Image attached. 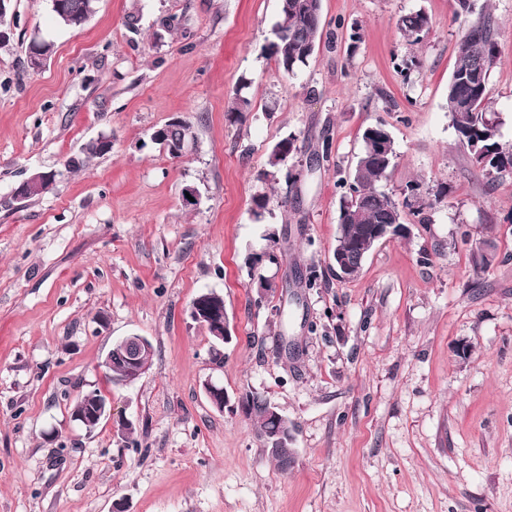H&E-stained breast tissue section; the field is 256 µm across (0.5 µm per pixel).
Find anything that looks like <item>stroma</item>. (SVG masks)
<instances>
[{
  "instance_id": "35a3bbf8",
  "label": "stroma",
  "mask_w": 512,
  "mask_h": 512,
  "mask_svg": "<svg viewBox=\"0 0 512 512\" xmlns=\"http://www.w3.org/2000/svg\"><path fill=\"white\" fill-rule=\"evenodd\" d=\"M12 7L20 22L0 48V512H512V173L478 175L451 126L448 78L469 22L454 0H322L321 42L291 78L269 58L278 0H99L77 30L56 25L49 0ZM418 10L430 32L411 45L396 22ZM475 10L498 24L489 95L512 142V0ZM36 29L55 52L35 73L23 59ZM242 84L253 110L232 125ZM175 118L198 135L180 159L151 140ZM378 120L397 153L382 190L400 201L419 183L425 207L409 238L343 280L329 263L337 182L359 128ZM101 135L111 152L68 168ZM290 135L301 182L260 180ZM36 171L55 173L53 189L13 201ZM188 186L201 194L191 208ZM486 245L502 260L483 271L472 252ZM256 254L275 287L262 301ZM204 291L223 295L231 322L220 365L188 315ZM131 333L156 356L115 386L102 361ZM209 379L229 395L224 410ZM93 389L112 418L88 433L70 410ZM249 391L288 419V470L238 407Z\"/></svg>"
}]
</instances>
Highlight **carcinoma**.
Returning <instances> with one entry per match:
<instances>
[{
	"label": "carcinoma",
	"mask_w": 512,
	"mask_h": 512,
	"mask_svg": "<svg viewBox=\"0 0 512 512\" xmlns=\"http://www.w3.org/2000/svg\"><path fill=\"white\" fill-rule=\"evenodd\" d=\"M99 0H65V10H51L57 25L77 29L85 25L96 13ZM398 28L411 45L421 43L430 31L429 17L421 12L400 16ZM322 35V14L308 7V0H279L278 21L273 28L270 57L285 75H295L308 64ZM497 25L492 16L483 13L468 24L460 39L453 70L448 78V114L455 135L468 136L475 150L467 151L472 164L485 176L512 172V143L502 138L500 120L490 101L488 80L497 59ZM481 79H476V76ZM252 109L250 98L238 88L230 101L226 116L231 123L241 122ZM388 128L380 120L359 129L361 150L349 177L338 183L339 197L336 247L348 251L351 273H358L363 264L352 252V245L364 239L376 224L403 223L400 204L379 189L387 180L396 157L394 140L386 138ZM197 140L194 125L187 120L168 122L160 126L161 146L176 145L182 141ZM389 144L388 161L381 162V143ZM296 150L295 137L277 142L269 151V170L263 178L276 177L286 165L288 156ZM25 200L40 198L46 193L47 183L42 178L24 180ZM126 362L123 354H112L109 380L117 385L123 382ZM241 408L252 422L257 436L268 454L277 461L281 470L291 463L292 439L280 441L272 438L274 421L272 406L262 395L249 391L243 394Z\"/></svg>",
	"instance_id": "cac0c4a2"
}]
</instances>
